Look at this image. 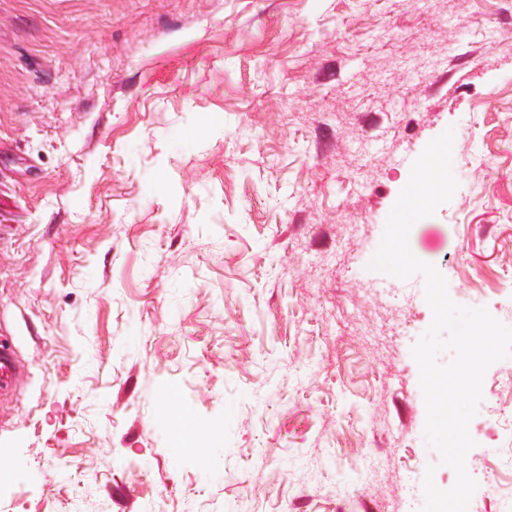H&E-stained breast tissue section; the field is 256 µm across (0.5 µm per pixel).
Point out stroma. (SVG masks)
<instances>
[{
    "label": "stroma",
    "mask_w": 512,
    "mask_h": 512,
    "mask_svg": "<svg viewBox=\"0 0 512 512\" xmlns=\"http://www.w3.org/2000/svg\"><path fill=\"white\" fill-rule=\"evenodd\" d=\"M453 198L409 245L512 327V0H0V512H419L416 274L371 269L415 159ZM203 434L174 456L166 403ZM469 512L512 434L469 425ZM26 360L7 342L0 339V409L10 403L27 378Z\"/></svg>",
    "instance_id": "1"
}]
</instances>
